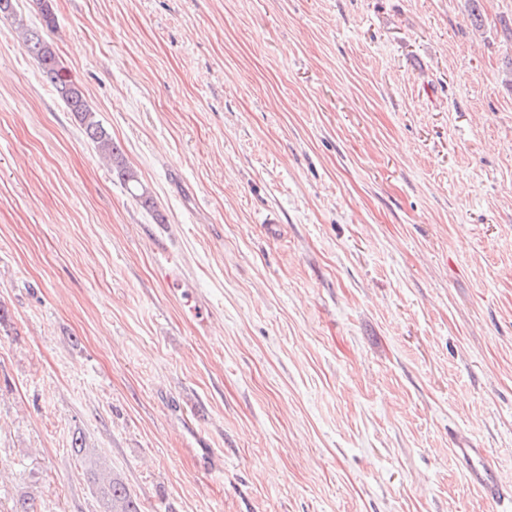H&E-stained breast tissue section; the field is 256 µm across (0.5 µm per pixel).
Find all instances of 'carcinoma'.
<instances>
[{
    "mask_svg": "<svg viewBox=\"0 0 512 512\" xmlns=\"http://www.w3.org/2000/svg\"><path fill=\"white\" fill-rule=\"evenodd\" d=\"M0 17L13 19L23 29V47L26 52L38 62L42 77L54 88L67 110L80 124L85 137L107 161L110 171L142 207L156 210L153 196L141 182L136 170L128 164L121 147L112 139L97 112L91 108L84 92L67 75L51 44L38 32L23 28V20L18 16L17 0H0ZM71 453L84 466L85 476L100 512H142L140 502L123 478L111 470L106 459L97 449L89 446L79 433L72 437Z\"/></svg>",
    "mask_w": 512,
    "mask_h": 512,
    "instance_id": "1",
    "label": "carcinoma"
}]
</instances>
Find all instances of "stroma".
Masks as SVG:
<instances>
[{
  "label": "stroma",
  "instance_id": "1",
  "mask_svg": "<svg viewBox=\"0 0 512 512\" xmlns=\"http://www.w3.org/2000/svg\"><path fill=\"white\" fill-rule=\"evenodd\" d=\"M157 212L0 19V512H495L512 489V0H53ZM70 450L84 466L100 512H142L140 502L123 478L111 470L97 448L89 446L80 433L73 435ZM454 453L466 470L471 484L486 498L494 500L505 496L498 475L482 448L460 441Z\"/></svg>",
  "mask_w": 512,
  "mask_h": 512
}]
</instances>
